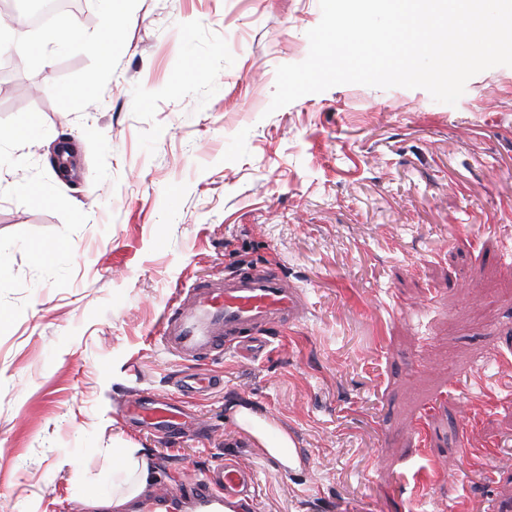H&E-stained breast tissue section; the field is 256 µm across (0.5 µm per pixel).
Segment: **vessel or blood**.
Wrapping results in <instances>:
<instances>
[{"instance_id": "b4317fda", "label": "vessel or blood", "mask_w": 512, "mask_h": 512, "mask_svg": "<svg viewBox=\"0 0 512 512\" xmlns=\"http://www.w3.org/2000/svg\"><path fill=\"white\" fill-rule=\"evenodd\" d=\"M307 310L302 289L288 282L275 265L198 281L183 289L168 308L161 333L165 350L193 367L180 377L178 389L192 395L216 389L219 379L203 369L207 360L229 348L248 356L260 354L271 332L296 325ZM123 414L131 422L153 424L172 441L186 427L171 403L142 395L127 400ZM253 487L252 471L230 460L140 500L137 510L248 512Z\"/></svg>"}]
</instances>
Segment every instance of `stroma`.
<instances>
[{
	"mask_svg": "<svg viewBox=\"0 0 512 512\" xmlns=\"http://www.w3.org/2000/svg\"><path fill=\"white\" fill-rule=\"evenodd\" d=\"M320 19L319 0H85L31 30L50 61L0 78V128L35 130L0 141V512H84L116 447L149 461L150 495L234 460L253 512H512V67L453 105L342 84L269 111ZM107 32L102 71L86 43ZM269 263L304 320L182 396L167 306ZM137 394L192 426L128 422ZM239 420L244 424V421H248L250 425L251 434L253 437L263 446L268 448L270 453L280 459L284 464L288 465V448L293 447L292 442L286 435H280L276 439H272L269 436L267 430V424L265 420L259 418L257 415L250 413L247 409H242L238 414Z\"/></svg>",
	"mask_w": 512,
	"mask_h": 512,
	"instance_id": "obj_1",
	"label": "stroma"
}]
</instances>
